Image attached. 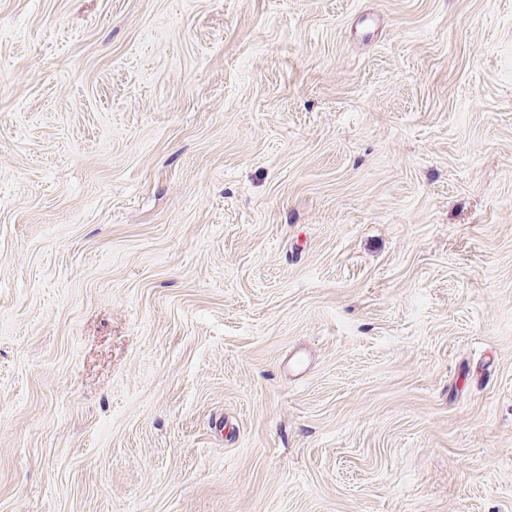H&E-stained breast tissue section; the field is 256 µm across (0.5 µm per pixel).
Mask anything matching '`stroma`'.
Wrapping results in <instances>:
<instances>
[{
  "instance_id": "stroma-1",
  "label": "stroma",
  "mask_w": 512,
  "mask_h": 512,
  "mask_svg": "<svg viewBox=\"0 0 512 512\" xmlns=\"http://www.w3.org/2000/svg\"><path fill=\"white\" fill-rule=\"evenodd\" d=\"M0 512H512V0H0Z\"/></svg>"
}]
</instances>
